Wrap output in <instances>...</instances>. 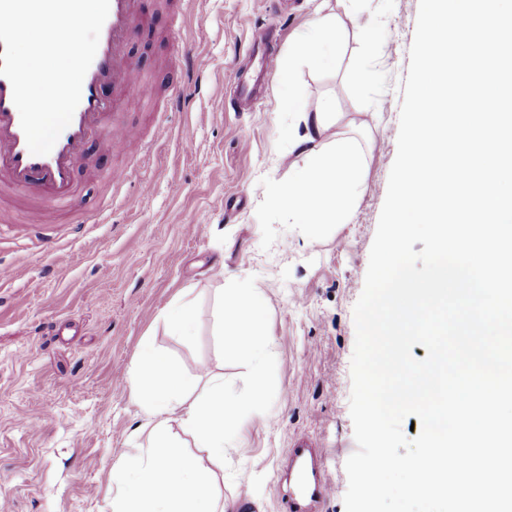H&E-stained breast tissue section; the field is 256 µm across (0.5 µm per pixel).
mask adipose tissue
Segmentation results:
<instances>
[{"instance_id": "obj_1", "label": "adipose tissue", "mask_w": 512, "mask_h": 512, "mask_svg": "<svg viewBox=\"0 0 512 512\" xmlns=\"http://www.w3.org/2000/svg\"><path fill=\"white\" fill-rule=\"evenodd\" d=\"M337 34L332 15L293 43L289 58L318 66L333 63ZM288 111L299 114L288 138L307 156L304 167L287 181L268 187L266 202L273 211L287 214L303 225L307 237H316L328 224L345 223L355 208L362 185L363 155L347 138L331 142L324 136L331 125L329 103L308 109L295 93L283 100ZM265 298L244 282L224 290L217 330L225 348L252 365L253 388L246 397L224 392V380L208 376L206 389L190 398L193 386L180 369L143 344L130 372L131 396L152 426L146 445L119 455L112 467L118 490L112 512H224L216 493L215 467L224 464V449L239 430L245 416L253 414L264 389L269 338L265 328ZM180 434L190 435L206 453L207 462L187 454Z\"/></svg>"}]
</instances>
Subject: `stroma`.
Wrapping results in <instances>:
<instances>
[{
    "label": "stroma",
    "instance_id": "stroma-1",
    "mask_svg": "<svg viewBox=\"0 0 512 512\" xmlns=\"http://www.w3.org/2000/svg\"><path fill=\"white\" fill-rule=\"evenodd\" d=\"M323 1L335 15L338 52L328 67L293 65L294 88L310 107L331 102L329 133L356 140L364 168L348 223L310 240L302 225L266 208L262 191L304 163L288 140L298 116L280 106L282 72ZM140 8L153 26L135 33L131 56L155 96L129 95L117 118L147 134L160 119L166 134L146 152L96 142L79 195L55 223L0 211V267L11 270L0 278V507L112 512L117 451L147 431L127 384L144 342L189 378L204 364L227 392L249 390V362L225 351L215 327L225 288L244 281L266 299V398L226 447L218 492L232 512H283L280 474L289 448L304 441L325 449L336 485L319 512H345V463L357 449L353 308L397 153L419 0H140ZM183 9L187 39L177 46L167 33ZM271 17L280 33L269 58L250 36ZM184 54L202 87L172 111L169 80ZM366 65L377 69L369 85L355 79ZM235 72L263 86L245 112L235 108ZM125 166L121 189L97 178ZM181 297L194 304L189 336L168 323Z\"/></svg>",
    "mask_w": 512,
    "mask_h": 512
}]
</instances>
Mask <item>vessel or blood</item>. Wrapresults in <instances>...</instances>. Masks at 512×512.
<instances>
[{"mask_svg":"<svg viewBox=\"0 0 512 512\" xmlns=\"http://www.w3.org/2000/svg\"><path fill=\"white\" fill-rule=\"evenodd\" d=\"M151 25L142 14L138 0H110L108 17L101 29L95 58L82 85L80 103L70 124L61 132L50 153L32 154L13 102L10 81L0 76V179L34 196L38 207L29 211L27 221H45L48 205L72 203L78 191L82 160L89 142L109 136L111 141L129 144L142 141L138 127L115 119L116 100L105 98V87L122 91L131 87L142 97H152V85L137 79L127 45L134 28ZM193 72H186L170 84L173 106H186L188 93L197 89ZM291 469L285 512H314L317 503L335 492V483L320 449L298 445L290 449Z\"/></svg>","mask_w":512,"mask_h":512,"instance_id":"b4317fda","label":"vessel or blood"}]
</instances>
